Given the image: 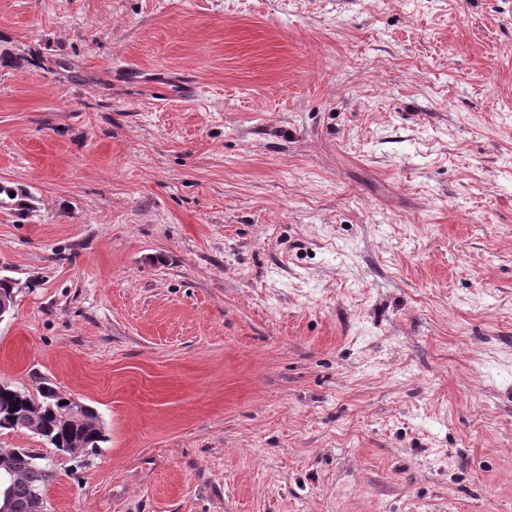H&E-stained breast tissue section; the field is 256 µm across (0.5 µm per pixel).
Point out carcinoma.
<instances>
[{
    "label": "carcinoma",
    "instance_id": "1",
    "mask_svg": "<svg viewBox=\"0 0 512 512\" xmlns=\"http://www.w3.org/2000/svg\"><path fill=\"white\" fill-rule=\"evenodd\" d=\"M29 196L19 188L0 183V209L10 210L20 220L31 211ZM68 404L67 396L49 382L37 393L31 394L15 387L0 388V411L15 407L16 418L0 419V430L24 431V422L39 424V436L53 448L66 449L74 454L79 450H95L105 439L92 436L91 427L82 423H66L59 418L60 411ZM41 457L29 448L21 449L15 460L13 480L6 486L11 499V512H33L37 495H45V490L53 474L50 467L40 463Z\"/></svg>",
    "mask_w": 512,
    "mask_h": 512
}]
</instances>
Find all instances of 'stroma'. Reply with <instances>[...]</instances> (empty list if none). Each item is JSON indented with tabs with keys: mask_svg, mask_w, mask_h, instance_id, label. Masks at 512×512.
I'll return each instance as SVG.
<instances>
[{
	"mask_svg": "<svg viewBox=\"0 0 512 512\" xmlns=\"http://www.w3.org/2000/svg\"><path fill=\"white\" fill-rule=\"evenodd\" d=\"M0 382L49 512H512V0H0ZM11 192L15 193L14 197H11ZM28 199L29 196L22 189L0 183V209L11 210L19 220L26 219L32 209ZM67 398L49 382L43 383L37 395L27 393L17 387H6V389L0 387V412L6 407L18 405L14 411L17 415L14 420L3 421L0 416V430L30 432L20 423L33 421L39 424V429L35 424L27 423V427L36 433L40 430L38 435L52 448L57 450L67 448L64 452L70 454H74L78 450L97 449L100 443L105 442V438H94L90 432L91 427L85 424L66 423L62 420H84L95 429H99L102 425L100 421L88 420L84 417L89 407L88 418L95 419L99 417V413L93 407L71 397L68 410L63 413L61 420L57 415L68 404Z\"/></svg>",
	"mask_w": 512,
	"mask_h": 512,
	"instance_id": "obj_1",
	"label": "stroma"
}]
</instances>
